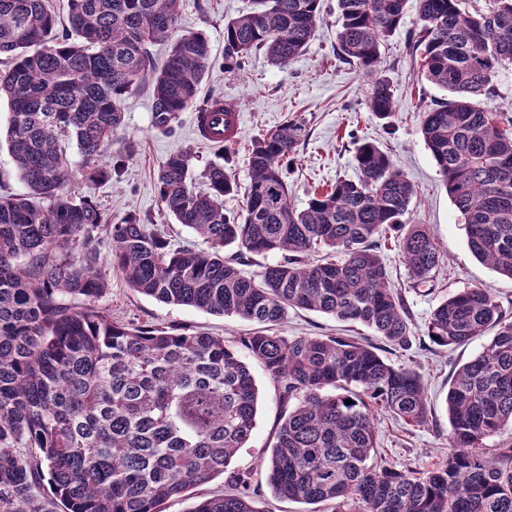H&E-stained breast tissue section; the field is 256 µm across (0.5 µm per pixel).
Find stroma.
<instances>
[{"label":"stroma","mask_w":512,"mask_h":512,"mask_svg":"<svg viewBox=\"0 0 512 512\" xmlns=\"http://www.w3.org/2000/svg\"><path fill=\"white\" fill-rule=\"evenodd\" d=\"M250 6V0H180L179 27L200 31L210 44V71L202 97L220 96L236 102L244 114L240 141L230 149L204 142L196 133L193 111L183 112L174 133L166 134L151 125L152 99L148 89L126 94L121 102L124 124L119 139L134 142L135 154L126 160L120 176L90 178L81 167L76 147H69L72 162L67 187L72 197L95 200L111 223L130 214L164 230L172 247L197 243V236L176 224L163 209L157 189V173L170 153L187 151L189 175L200 181L211 163H226L240 183H248L246 149L250 143L283 123L289 116L306 119L310 139L287 173L288 187L296 207H305L310 191L323 189L336 179H357V142L371 141L387 152L417 190L407 217L409 223L428 225L443 258L431 291L422 293L411 286L409 271L396 250H384L391 282L401 292L408 308L414 334L411 349L384 346L382 355L396 366L414 368L428 392L430 412L425 424L406 426L384 411L375 414L378 455L388 462H407L419 470L431 468L448 453L450 430L445 410L451 362H464L490 341L481 336L453 350L433 345L425 333L432 310L455 292L480 287L491 291L502 310L512 314V279L496 273L471 253L460 217L443 185L441 175L420 134L424 110L445 97L444 91L420 80L418 68L406 51V43L417 20L413 0H408L404 22L382 49L381 73L395 92L396 112L390 131H383L369 112V87L356 68L336 55L338 12L336 0H324L323 20L308 49L286 68L271 65L264 52L254 53L242 76L224 70V25ZM110 281L108 292L97 305L113 318L139 325L182 327L235 340L256 331V323L236 316H219L190 307L163 304L144 296L125 281L122 273L104 265ZM348 326L334 317L308 310H289L278 325L281 335L343 336ZM260 401L257 425L247 448L241 449L233 468L253 473L255 503L259 512H308L303 503L276 499L264 480L263 459L268 458L281 410L279 392L262 370H255Z\"/></svg>","instance_id":"35a3bbf8"}]
</instances>
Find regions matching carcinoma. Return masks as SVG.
I'll list each match as a JSON object with an SVG mask.
<instances>
[{
	"instance_id": "obj_1",
	"label": "carcinoma",
	"mask_w": 512,
	"mask_h": 512,
	"mask_svg": "<svg viewBox=\"0 0 512 512\" xmlns=\"http://www.w3.org/2000/svg\"><path fill=\"white\" fill-rule=\"evenodd\" d=\"M180 0H68L58 31L47 0H0V100L8 149L25 195L0 197V512H164L188 489L227 474V490L186 512H259L250 474L229 470L256 426L257 364L289 405L262 461L281 498L334 512H512V448L486 439L512 427V316L489 291L465 288L432 312L426 335L455 349L492 331L481 352L454 365L445 409L448 456L425 471L373 461L374 411L409 426L427 421L414 369L386 362L355 336L278 334L298 308L413 344L403 296L391 287L382 244L393 246L412 288L431 285L442 256L423 224L405 220L415 185L369 141L357 180L338 179L290 199L284 169L309 132L291 118L248 153L242 187L211 164L189 178L187 152L171 153L157 187L166 212L203 246L171 248L134 215L107 221L98 204L65 192L71 164L61 140L102 178L121 171L131 141L105 161L123 125V96L148 87L152 126L175 131L198 102L210 67L201 32L178 34ZM408 52L421 78L447 93L423 112L420 132L458 211L471 252L512 278V117L489 109L498 70L512 64V0H416ZM407 0H337L336 54L369 79L368 109L391 126L394 91L380 74L381 46L404 22ZM322 0H251L224 25V67L238 74L263 49L283 68L309 47ZM170 44L162 61L151 47ZM243 192L242 213L224 197ZM109 251L102 254V235ZM279 261L248 275L245 256ZM164 304L235 315L261 328L231 344L206 332L124 323L99 311L102 265Z\"/></svg>"
}]
</instances>
